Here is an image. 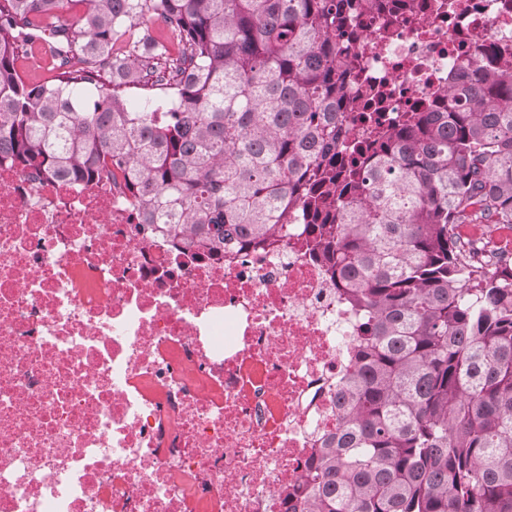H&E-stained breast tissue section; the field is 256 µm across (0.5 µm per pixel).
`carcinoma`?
Instances as JSON below:
<instances>
[{"label": "carcinoma", "mask_w": 512, "mask_h": 512, "mask_svg": "<svg viewBox=\"0 0 512 512\" xmlns=\"http://www.w3.org/2000/svg\"><path fill=\"white\" fill-rule=\"evenodd\" d=\"M377 2L0 0V161L119 171L179 250L306 237L360 335L287 512H512V265L465 269L451 230L512 225V49L459 59L425 112L370 118L349 161L345 34ZM44 25L56 76L27 82L14 47Z\"/></svg>", "instance_id": "obj_1"}]
</instances>
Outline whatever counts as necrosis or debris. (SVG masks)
I'll use <instances>...</instances> for the list:
<instances>
[{
    "mask_svg": "<svg viewBox=\"0 0 512 512\" xmlns=\"http://www.w3.org/2000/svg\"><path fill=\"white\" fill-rule=\"evenodd\" d=\"M438 2L361 19L352 98L424 109L459 57L512 44V0ZM454 231L473 264L512 252ZM358 325L299 233L211 260L139 223L122 179L1 164L0 512H286Z\"/></svg>",
    "mask_w": 512,
    "mask_h": 512,
    "instance_id": "1",
    "label": "necrosis or debris"
}]
</instances>
